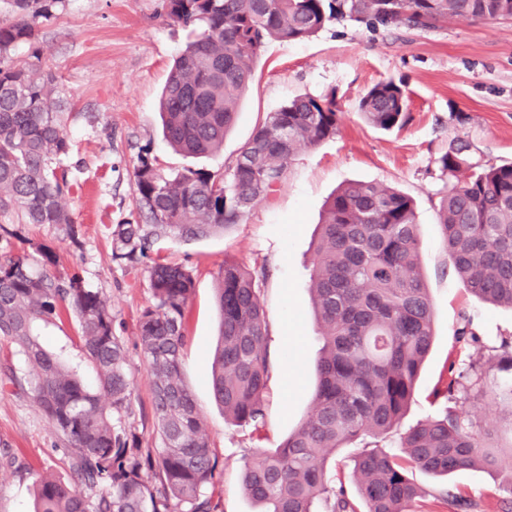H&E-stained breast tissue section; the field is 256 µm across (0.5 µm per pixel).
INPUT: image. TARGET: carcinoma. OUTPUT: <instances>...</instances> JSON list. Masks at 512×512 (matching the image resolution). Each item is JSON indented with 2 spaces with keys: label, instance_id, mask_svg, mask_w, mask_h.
<instances>
[{
  "label": "carcinoma",
  "instance_id": "1",
  "mask_svg": "<svg viewBox=\"0 0 512 512\" xmlns=\"http://www.w3.org/2000/svg\"><path fill=\"white\" fill-rule=\"evenodd\" d=\"M59 0H13L15 16L0 20V339L23 359L22 377L63 445L70 480H36V512H214L217 458L203 416L184 382L181 351L185 310L195 281L184 266L148 268L152 301L141 313L138 342L148 361L159 451L145 454L127 421L134 415L127 353L112 332V311L100 292L76 276L51 271V247L25 244L27 224L78 231L62 200L71 190L61 159L71 143L61 125L62 101L50 71L3 64L19 42L39 36V19ZM168 17L189 32L159 98L163 135L177 153L219 151L254 63L272 41H300L326 23L348 18L372 27L436 28L453 19L512 13V0H166ZM407 96L393 82L373 85L358 112L390 130L409 118ZM332 96H298L268 114L228 169L164 171L148 152L134 179L144 224L112 227V258L131 266L149 256L153 240L192 242L238 223L282 183L299 152L336 135ZM443 172L472 167L465 147L438 159ZM442 241L454 273L474 297L512 308V164L490 165L448 187L440 200ZM314 242L309 281L322 343L312 408L276 449L245 464V494L262 512H357L344 486L331 484L336 449L370 441L355 459L352 481L363 512H409L420 488L408 468L447 476L481 463L495 468L492 445L464 423L455 406L417 423L398 447L407 459L376 450L399 422L433 341V308L421 269L413 200L389 186L351 181L327 201ZM265 269L231 258L217 272L220 341L211 387L226 420L261 424L260 395L269 376L268 325L257 287ZM69 308L78 327L90 383L44 345L38 327ZM153 473L154 486L147 478Z\"/></svg>",
  "mask_w": 512,
  "mask_h": 512
}]
</instances>
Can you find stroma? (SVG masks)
<instances>
[{"label": "stroma", "instance_id": "1", "mask_svg": "<svg viewBox=\"0 0 512 512\" xmlns=\"http://www.w3.org/2000/svg\"><path fill=\"white\" fill-rule=\"evenodd\" d=\"M184 38L168 18L165 0H59L38 39L10 52L12 60L56 75L66 105L63 128L72 144L63 164L73 190L64 204L77 239L52 224L28 225L24 234L55 250L60 271L79 275L107 298L114 333L127 349L136 409L130 426L146 452L160 446L148 365L137 344L139 317L151 292L146 266L113 260L110 228L138 218L133 168L141 150H149L167 170L189 163L163 140L157 112ZM387 80L405 90L410 109L408 121L389 131L358 112L367 89ZM301 94L335 95L336 136L297 154L278 190L224 233L190 243L160 238L151 250L152 257L191 268L196 280L186 310L182 371L219 461L215 512H257L242 490L247 460L282 444L312 406L320 340L310 303L311 243L326 201L349 180L384 184L414 200L421 266L434 308L430 353L383 450L396 452L406 430L444 413L448 400L442 388L453 363L466 373L479 368L458 393L457 406L473 433L490 436L501 458L497 468L474 466L444 477L410 470L422 490L410 512H459L461 498L468 512H512V408L494 402L498 385L512 376L496 359L501 340L512 339V309L477 300L452 270L438 208L454 179L437 165L461 143L475 167L512 163V22L461 19L409 30L372 29L344 18L327 23L312 38L270 43L255 64L254 80L222 149L203 158V166L225 170L258 123ZM228 257L246 269L268 271L259 297L267 314L271 370L261 395L266 420L259 428L226 421L210 384L218 334L216 275ZM466 317L482 337L481 346L457 341ZM42 338L70 364L83 363L73 316L43 328ZM42 472L69 475L50 422L29 394L0 391V512H34V483Z\"/></svg>", "mask_w": 512, "mask_h": 512}]
</instances>
